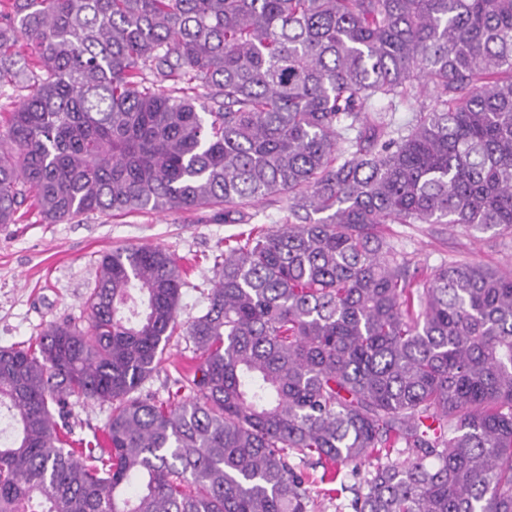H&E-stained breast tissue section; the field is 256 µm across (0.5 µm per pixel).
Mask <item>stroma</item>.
<instances>
[{"mask_svg":"<svg viewBox=\"0 0 512 512\" xmlns=\"http://www.w3.org/2000/svg\"><path fill=\"white\" fill-rule=\"evenodd\" d=\"M283 200L254 203L251 224H227L211 210L181 214L89 213L73 222L50 224L36 209L21 223L0 226V347L29 341L48 324L80 317L94 287L103 252L124 246H160L178 259L185 283L180 319L201 315L207 302L214 258L228 237L252 227L277 226ZM386 240L420 272L450 262L478 261L502 271L512 270V234L478 232L445 224H387ZM192 349L185 341L171 343L159 371L146 391L163 398L177 370L189 365Z\"/></svg>","mask_w":512,"mask_h":512,"instance_id":"obj_1","label":"stroma"}]
</instances>
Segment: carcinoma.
Returning a JSON list of instances; mask_svg holds the SVG:
<instances>
[{
	"mask_svg": "<svg viewBox=\"0 0 512 512\" xmlns=\"http://www.w3.org/2000/svg\"><path fill=\"white\" fill-rule=\"evenodd\" d=\"M10 90L0 224L287 206L184 329L177 258L124 247L86 319L0 347V512H312L305 466L368 459L352 512H512V270L420 283L375 231L512 233V0H0ZM90 401L107 449L66 421ZM192 345L181 337L177 343L175 339L167 348L164 362L159 371L145 384V391L155 394L156 397L166 398L167 387L177 377L176 370L186 367L191 363Z\"/></svg>",
	"mask_w": 512,
	"mask_h": 512,
	"instance_id": "carcinoma-1",
	"label": "carcinoma"
}]
</instances>
